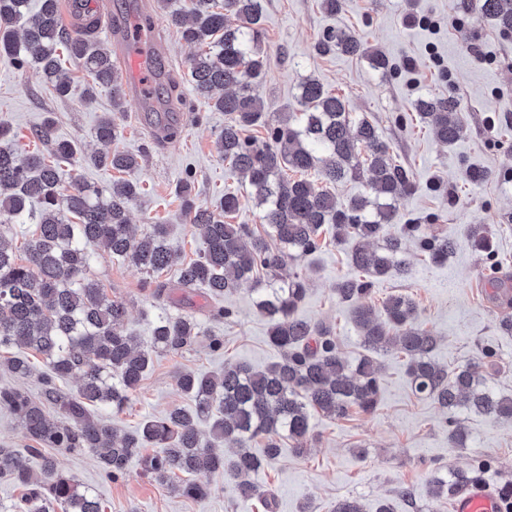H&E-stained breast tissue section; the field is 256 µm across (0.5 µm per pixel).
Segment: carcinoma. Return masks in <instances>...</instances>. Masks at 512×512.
<instances>
[{
    "label": "carcinoma",
    "mask_w": 512,
    "mask_h": 512,
    "mask_svg": "<svg viewBox=\"0 0 512 512\" xmlns=\"http://www.w3.org/2000/svg\"><path fill=\"white\" fill-rule=\"evenodd\" d=\"M481 16L502 31L512 32V0H477ZM166 22L189 44L200 48L189 60L188 76L197 95L227 116L217 143L233 171L248 180L263 230L251 224H229L224 218L239 210L236 193L224 192L208 205L194 193L195 174L187 171L176 186V197L186 220L199 231L198 257L176 263L167 227L153 224L138 235L129 220L130 206L141 199L136 177L141 155L119 147L92 152L84 159L98 167L124 174L108 190L74 180L61 186L54 158H71L80 148L54 138V122L47 117L34 130L49 155L21 157L3 146L13 138L0 123V348L14 350L0 362L16 377L31 374L30 354L38 355L45 370L40 375L41 396L35 400L13 386H0V410L13 414L25 437L35 446L22 455L0 448V477L25 490L13 505L15 512L31 506L38 512L57 505L62 512H102L100 500L73 476L58 471L50 460L40 473L29 458L44 448L91 453L105 477L119 480L128 464L142 457L144 470L156 483L187 498L204 500L212 493L209 476L215 473L234 483L241 498L260 494L244 477L276 459L286 437L297 455L310 447L312 413L344 419L352 412L373 413L380 400V366L373 353L392 347L405 359V372L416 393L432 400L447 414L448 441L464 448L468 430L458 415L475 413L512 424V396L498 394L479 364L495 357L485 348L478 362L449 369L434 356L440 338L418 323L417 305L406 294L389 296L378 310L366 302L373 280L408 273L406 239H418L433 262L448 261L453 250L448 237L427 231L425 224H404L398 233L396 202L415 189L410 172L390 153L378 127L365 116L355 117L348 102L308 76L299 85L298 111L272 118L265 112L258 88L266 75L259 49L262 11L259 0H158ZM26 0H0V53L13 57L18 67L34 65L51 80L58 97L70 92L58 49L65 47L92 83L86 89L94 99L101 88L112 89V111L95 127L104 144L119 141L112 114L122 111L125 95L112 62L109 46L85 30L70 33L63 26L58 0H42L34 14L25 12ZM322 54L341 52L366 57L385 74L389 58L369 47L354 33L329 29L318 42ZM163 86L165 102L182 101L180 84L153 71ZM420 119L436 139L451 146L461 137L459 104L452 97L428 96L415 102ZM260 127L259 143L247 135ZM315 171L319 181L309 179ZM367 177L368 192L338 204L327 185L346 178ZM16 224H33L35 233L18 249ZM356 246L349 265L362 273L342 279L339 298L353 305V318L363 347L370 355L356 365L338 352L336 337L324 322L296 316L305 298L308 279L286 273L277 247L303 258L322 249L323 233ZM477 250L488 253L490 239L480 226L468 228ZM383 241L379 250L370 244ZM102 249L117 262H129L146 274L144 285L155 299L174 290L203 292L209 317H231L224 297L244 283L254 284L256 308L268 323L269 343L278 360L263 368L231 362L213 374L182 371L179 388L194 402L190 408L173 406L163 415L144 421L133 433L117 435L106 414H118L138 389L156 353H179L204 335L196 317L182 312L157 315L152 336L139 341L126 327L125 301L108 295L92 273L94 251ZM176 267L174 287L159 273ZM75 378V392L57 381ZM52 406L57 417L46 413ZM210 422L207 434L198 422ZM264 440L261 454L251 451L256 438ZM232 448L216 451V443ZM151 455H143L146 448ZM489 461L458 468L449 479L431 480L429 494L438 499L470 489Z\"/></svg>",
    "instance_id": "obj_1"
}]
</instances>
